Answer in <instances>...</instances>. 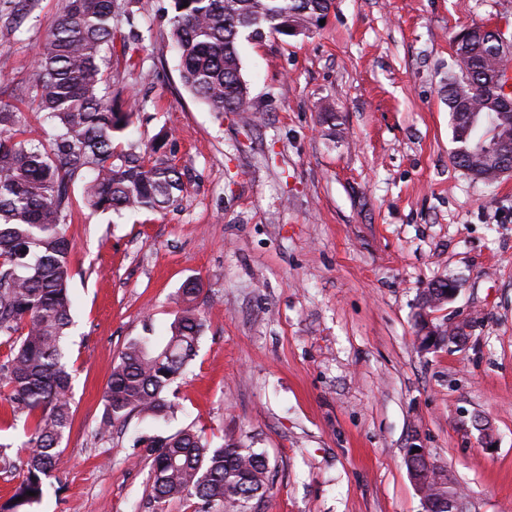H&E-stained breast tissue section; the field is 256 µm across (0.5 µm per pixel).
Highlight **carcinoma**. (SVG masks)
Here are the masks:
<instances>
[{"label":"carcinoma","instance_id":"obj_1","mask_svg":"<svg viewBox=\"0 0 512 512\" xmlns=\"http://www.w3.org/2000/svg\"><path fill=\"white\" fill-rule=\"evenodd\" d=\"M121 0H67L49 23L45 51L30 82L51 133L34 138L18 107L0 100V394L11 420L25 416L26 461L0 512H30L44 480L59 465L72 415V374L65 338L72 325L69 285L72 243L63 221L69 186L84 183L92 210L158 211L175 206L183 173L168 161L136 152L115 154L114 133L140 110L112 105L105 50L114 46L112 19ZM331 0H171V38L183 84L213 112L253 111L241 76L239 40L306 36L319 27ZM460 76L448 81L453 162L477 180L493 183L512 164V107L504 100L505 65L512 49L480 26L454 38ZM480 112L483 127L468 125ZM194 280L179 288V315L166 345L127 344L113 363L104 396L105 431L132 415L162 419L167 390L195 356L204 316ZM152 500L164 512L172 499L197 500V512H252L270 491L269 459L237 442L212 447L202 431L186 428L150 445ZM424 499L448 493V479L407 460ZM34 495L29 496L27 492Z\"/></svg>","mask_w":512,"mask_h":512}]
</instances>
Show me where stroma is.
<instances>
[{
  "label": "stroma",
  "mask_w": 512,
  "mask_h": 512,
  "mask_svg": "<svg viewBox=\"0 0 512 512\" xmlns=\"http://www.w3.org/2000/svg\"><path fill=\"white\" fill-rule=\"evenodd\" d=\"M65 3L0 23V99L36 131L29 75ZM125 8L115 36L133 23L144 41L109 78L142 107L114 147L170 160L184 190L116 214L69 189L73 415L31 512H154L146 445L187 427L265 452L257 512H424L412 447L448 469L463 512H512V176L453 162L447 96L455 35L490 25L512 47V0H333L309 36L242 41L248 122L183 86L169 0ZM448 277L460 290L436 317L472 316L469 339L420 350V294ZM191 279L205 326L171 411L101 430L114 359L165 344Z\"/></svg>",
  "instance_id": "1"
}]
</instances>
